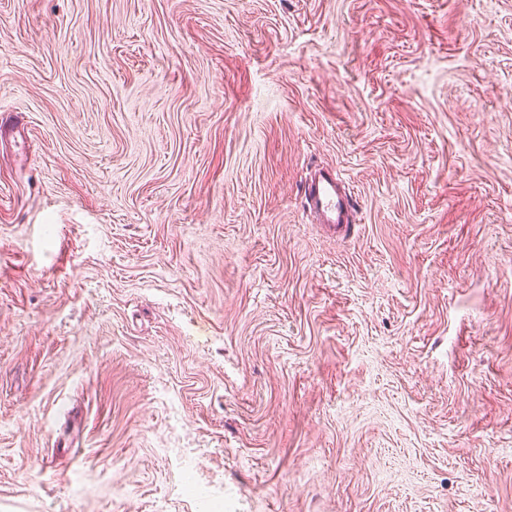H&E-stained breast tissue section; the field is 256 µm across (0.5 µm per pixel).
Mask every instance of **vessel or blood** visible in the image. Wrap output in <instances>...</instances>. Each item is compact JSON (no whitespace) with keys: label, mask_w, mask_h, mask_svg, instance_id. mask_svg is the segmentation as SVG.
<instances>
[{"label":"vessel or blood","mask_w":512,"mask_h":512,"mask_svg":"<svg viewBox=\"0 0 512 512\" xmlns=\"http://www.w3.org/2000/svg\"><path fill=\"white\" fill-rule=\"evenodd\" d=\"M303 201L314 221L330 232L348 231L356 222L355 198L335 170L311 169L303 185Z\"/></svg>","instance_id":"b4317fda"}]
</instances>
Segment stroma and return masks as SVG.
Masks as SVG:
<instances>
[{"mask_svg":"<svg viewBox=\"0 0 512 512\" xmlns=\"http://www.w3.org/2000/svg\"><path fill=\"white\" fill-rule=\"evenodd\" d=\"M1 112L0 512H512V0H0ZM302 193L305 211L326 230L347 232L356 223L355 198L335 170L323 167L311 169Z\"/></svg>","mask_w":512,"mask_h":512,"instance_id":"obj_1","label":"stroma"}]
</instances>
